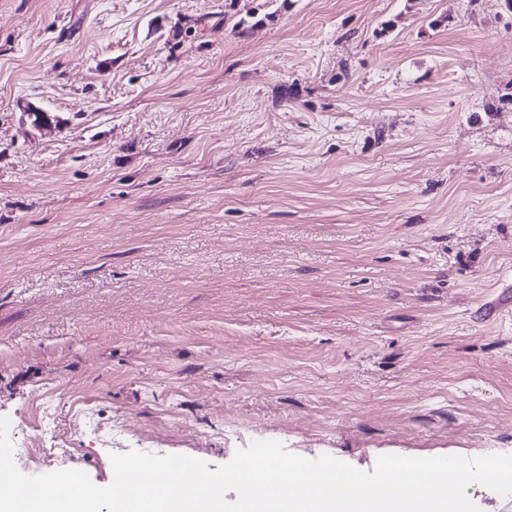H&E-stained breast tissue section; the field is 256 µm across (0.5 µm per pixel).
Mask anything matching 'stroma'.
Here are the masks:
<instances>
[{"instance_id":"obj_1","label":"stroma","mask_w":512,"mask_h":512,"mask_svg":"<svg viewBox=\"0 0 512 512\" xmlns=\"http://www.w3.org/2000/svg\"><path fill=\"white\" fill-rule=\"evenodd\" d=\"M0 417L99 486L512 454L505 0H0Z\"/></svg>"}]
</instances>
